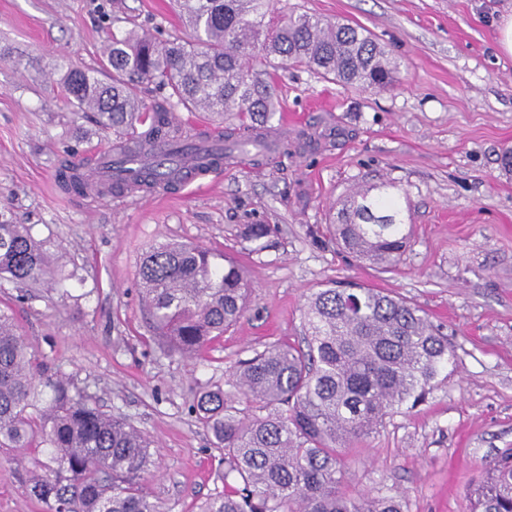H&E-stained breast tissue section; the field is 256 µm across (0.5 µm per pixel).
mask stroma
Listing matches in <instances>:
<instances>
[{"instance_id":"35a3bbf8","label":"stroma","mask_w":512,"mask_h":512,"mask_svg":"<svg viewBox=\"0 0 512 512\" xmlns=\"http://www.w3.org/2000/svg\"><path fill=\"white\" fill-rule=\"evenodd\" d=\"M369 30L400 63L375 92L305 68L277 72L278 109L311 145L225 162L206 185L65 192L64 162L92 165L115 140L61 87L67 68L96 69L113 34L136 27L189 37L173 0H0V208L31 227L55 275L19 291L0 279V306L50 372L148 434L157 454L145 487L165 512H196L223 490L222 455L197 418L200 392L227 386L238 361L300 342L310 292L354 280L406 298L454 348L448 380L427 403L353 443L359 488L397 495L404 512H469V486L512 448V56L496 23L512 0H288ZM388 181L411 245L392 272L331 243L326 217L356 185ZM249 224L269 238L244 239ZM194 244L234 257L251 285L240 323L198 358L153 339L139 265L151 246ZM13 448H0V512H41Z\"/></svg>"}]
</instances>
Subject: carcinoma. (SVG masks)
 I'll list each match as a JSON object with an SVG mask.
<instances>
[{"label":"carcinoma","instance_id":"carcinoma-1","mask_svg":"<svg viewBox=\"0 0 512 512\" xmlns=\"http://www.w3.org/2000/svg\"><path fill=\"white\" fill-rule=\"evenodd\" d=\"M176 0L193 37L112 35L101 71L67 68L62 88L77 112L123 138L121 154L147 162L157 141L191 137L173 125L171 102L241 121L226 129L231 150L207 156L219 166L234 150L288 153L274 131L268 69L304 67L323 78L379 91L394 88L399 63L368 30L276 8L274 0ZM264 62L257 71L253 60ZM161 95L141 98L148 86ZM179 170L145 172L112 190L173 188ZM60 178L81 189L71 162ZM388 183L350 191L333 215L336 245L382 271L398 266L409 243L399 198ZM197 246L163 243L139 269L154 333L171 352L193 358L237 325L250 292L232 259ZM52 257L30 225L0 210V277L19 287L43 282ZM302 345L274 344L239 361L231 390L204 392L199 418L224 452V490L199 512H402L391 495L351 489L343 455L385 419L425 401L454 356L448 337L407 300L360 284H335L307 298ZM246 407H241V404ZM154 441L102 411L65 377L41 378L36 358L0 309V448L48 457L27 471L25 487L42 512H162L143 489ZM471 497L470 512H512V448L494 456Z\"/></svg>","mask_w":512,"mask_h":512}]
</instances>
